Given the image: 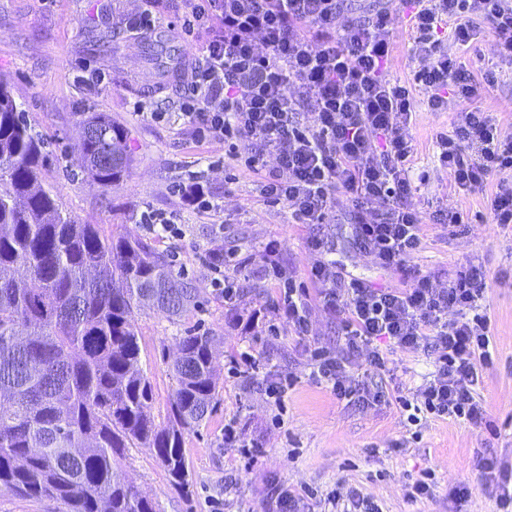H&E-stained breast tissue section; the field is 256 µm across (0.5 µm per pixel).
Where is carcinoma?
I'll list each match as a JSON object with an SVG mask.
<instances>
[{"mask_svg":"<svg viewBox=\"0 0 512 512\" xmlns=\"http://www.w3.org/2000/svg\"><path fill=\"white\" fill-rule=\"evenodd\" d=\"M82 173L103 192L128 175V132L81 112ZM46 142L0 77V488L62 502L67 512H159L118 460L147 448L171 486H189L185 436L217 403L215 338L180 337L167 424L155 423L137 315L174 321L195 289L139 237L77 224L41 185Z\"/></svg>","mask_w":512,"mask_h":512,"instance_id":"obj_1","label":"carcinoma"}]
</instances>
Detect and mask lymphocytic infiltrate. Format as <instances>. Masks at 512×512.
Here are the masks:
<instances>
[{
	"instance_id": "lymphocytic-infiltrate-1",
	"label": "lymphocytic infiltrate",
	"mask_w": 512,
	"mask_h": 512,
	"mask_svg": "<svg viewBox=\"0 0 512 512\" xmlns=\"http://www.w3.org/2000/svg\"><path fill=\"white\" fill-rule=\"evenodd\" d=\"M184 2L178 27L201 39L183 73L189 87L180 112L184 124L198 143L244 149L245 168L261 177L264 202L280 206L292 223H327L337 193H344L361 247L383 269L407 270L422 244L409 175L414 94L422 92L437 112L451 88L469 106L452 132L437 134L438 159L468 194L483 192L489 175L500 174L490 214L495 224H512V138L499 135L479 104L498 77L483 66L468 71L441 48L447 34L469 43L478 17L494 29L499 56L512 60V0H406L413 7L411 49L430 60L410 86L386 71L393 52L388 11L341 25L346 0ZM326 244L319 235L307 240L314 257L309 280L319 287L314 296L283 263L277 244H268L264 276L280 290L279 318L268 334L307 336L312 305L320 303L338 318L343 345L334 352L315 349L308 366L337 399L385 402L384 391L349 374L360 357L369 372H385L383 339L387 349L420 353L434 363L412 396L399 399L410 424L430 417L485 424L476 391L492 363L489 319L480 313L484 271L469 267L444 285L414 274L406 286L378 288L327 259ZM452 309L457 317H449Z\"/></svg>"
}]
</instances>
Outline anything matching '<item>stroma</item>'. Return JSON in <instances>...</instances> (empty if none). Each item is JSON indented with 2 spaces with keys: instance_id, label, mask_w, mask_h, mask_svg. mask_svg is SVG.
<instances>
[{
  "instance_id": "obj_1",
  "label": "stroma",
  "mask_w": 512,
  "mask_h": 512,
  "mask_svg": "<svg viewBox=\"0 0 512 512\" xmlns=\"http://www.w3.org/2000/svg\"><path fill=\"white\" fill-rule=\"evenodd\" d=\"M391 14L394 50L390 75L411 82L422 62L410 54V11L401 0H352L345 19L365 15L379 4ZM182 11L181 0H0V76L25 112V119L50 144L52 157L42 172L45 189L62 209L83 224L100 225L105 235L138 236L166 254L175 270L197 290V303L180 320L144 311L137 317L144 368L153 388L152 413L165 424L173 381L168 366L185 331L215 336L218 403L205 425L185 438L184 455L192 479L189 489L172 487L156 458L146 449L126 450L122 469L161 512H270L277 489H311L325 495L355 488L382 512H497L496 499L482 487L485 459L512 467V229L492 224L485 194H467L439 166L433 136L452 129L464 103L449 96L447 106L430 111L424 94H416L410 133L416 145L413 174L420 190L413 202L422 210L420 251L411 265L440 281L473 264L487 280L482 302L491 321L494 364L482 374L477 392L492 428L463 420H431L412 439L406 414L397 401L433 369L425 356L391 353L390 370L369 383L382 387L388 401L363 406L337 400L314 382L308 368L312 349H339L343 343L336 319L313 306L310 334L265 335L275 319V292L263 279L264 245L275 240L281 254L307 280L312 256L308 237L325 233L337 265L374 286L401 285L398 273L384 271L352 235V203L337 195L325 227L289 223L287 214L263 204L259 176L238 167L219 143L199 144L179 118L178 103L187 91L182 79L157 88L159 74L182 66L193 56V42L173 34L170 22ZM154 16L156 26L142 36L134 20ZM476 38L466 46L449 44L462 63L482 60L495 69L497 83L485 91L480 106L494 118L501 136H512V64L498 61L495 36L476 21ZM98 70L104 81L83 83L86 71ZM108 112L127 128L134 158L123 181L102 192L83 178L76 151V115ZM197 177L205 181L223 210L214 217L197 213L175 193V185ZM177 212L183 235L160 238L140 224L142 211ZM463 225L448 229L452 212ZM233 247L246 268L233 271L240 294L237 305L225 303L211 286L203 263L217 244ZM288 380L281 409H274L265 387ZM233 425L249 445L228 448L224 427ZM431 476L433 499L413 502L407 487ZM468 484L471 496L455 505L449 490Z\"/></svg>"
}]
</instances>
